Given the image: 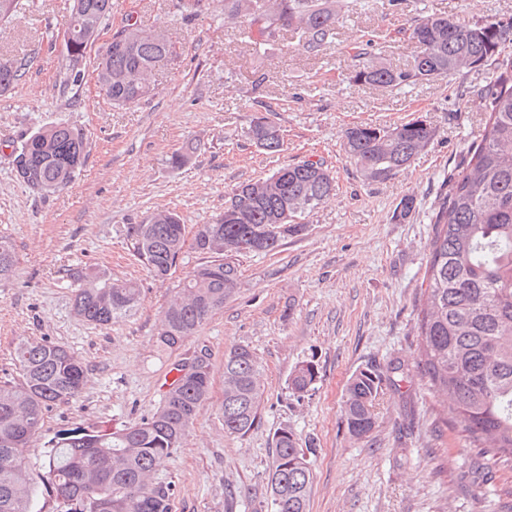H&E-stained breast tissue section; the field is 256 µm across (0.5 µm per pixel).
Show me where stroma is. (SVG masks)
<instances>
[{
  "label": "stroma",
  "mask_w": 512,
  "mask_h": 512,
  "mask_svg": "<svg viewBox=\"0 0 512 512\" xmlns=\"http://www.w3.org/2000/svg\"><path fill=\"white\" fill-rule=\"evenodd\" d=\"M475 22L512 18V0H350L335 39L315 54L297 30L277 43L242 41L225 21L224 0L190 18L176 0H112L94 46L102 51L126 17L160 29L180 54L155 70V89L140 103L115 107L94 63L64 82L62 32L68 0H19L0 21V59H18L20 80L0 94V237L18 257L17 274L0 282V382H19L14 349L23 339L73 352L86 377L75 401L50 406L27 455L33 479L60 431L121 428L152 416L176 363L207 349L209 400L158 476L173 488L172 512H271L268 477L273 438L291 430L310 462V512H512V469L469 449L465 423H443L415 368L417 308L426 287L432 215L484 128L490 68L420 81L400 89L355 84L348 51L354 35L377 31L370 52L405 67L406 32L427 14ZM274 110L281 149L269 153L246 136L252 116ZM421 118L434 129L407 171L375 182L346 158L347 128ZM66 123L86 141V161L66 187L32 191L14 177L12 152L31 132ZM185 151L187 163L168 162ZM323 160L336 191L307 218L306 231L277 251L239 257V285L192 337L173 352L158 347L161 313L201 257L184 246L176 271L154 279L134 256L132 225L158 210L178 213L186 238L224 210L239 183L302 160ZM414 196L404 220L393 212ZM136 282L134 314L101 328L73 311L76 275ZM246 345L263 366L259 419L247 434H226L220 414L224 355ZM318 366L309 395L288 378L303 361ZM404 372H396L397 364ZM390 372L369 438L352 439L342 423L343 394L359 370Z\"/></svg>",
  "instance_id": "1"
}]
</instances>
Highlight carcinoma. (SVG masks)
<instances>
[{"label":"carcinoma","mask_w":512,"mask_h":512,"mask_svg":"<svg viewBox=\"0 0 512 512\" xmlns=\"http://www.w3.org/2000/svg\"><path fill=\"white\" fill-rule=\"evenodd\" d=\"M343 4L338 0H224V14L240 17L246 37L253 26L266 42L280 37L283 26L302 31V48L317 53L332 42ZM112 0H71L67 27L65 80L81 76L70 57H86L82 30L103 26ZM408 38L414 54L404 68L373 59L372 39L350 44L358 61L350 80L395 89L464 70L491 67L496 74L487 94L486 120L466 167L448 176L432 221L435 234L427 257V286L417 314L418 373L437 398L444 415L466 422L470 447L512 469V18L461 24L448 16L417 19ZM177 58L175 47L155 38L129 17L98 55L97 82L113 104L139 103L141 89L152 83L156 66ZM24 63L0 61V93L22 76ZM260 149L283 146L280 126L271 113L258 112L247 129ZM434 130L424 120L400 124L355 125L344 133L343 151L372 181L406 170L429 145ZM85 162L83 134L65 123L32 134L15 149L16 177L36 192L70 183ZM332 172L321 159L286 165L265 179L239 184L224 202V212L197 225L194 249L206 256L168 303L157 332L160 347L175 350L195 335L237 288L232 258L255 252L257 232H274L263 252L305 230V218L335 191ZM135 254L158 280L176 268L184 243V224L174 211L150 214L131 228ZM12 244L0 238V282L16 274ZM140 288L123 283L87 282L75 289L73 310L99 327L136 310ZM15 360L22 380L0 384V512H34L35 489L26 467L44 410L78 397L85 368L66 348L45 341H20ZM175 366L178 377L148 419L115 430L72 428L58 435L43 455V484L76 512H171L172 486L155 480L158 464L170 457L192 427L212 388L209 360ZM318 369L303 361L291 373L288 388L299 397L314 390ZM224 431L245 435L255 425L262 398L261 365L245 345L224 355ZM383 372L361 370L348 381L343 424L356 440L376 428V406ZM269 475L272 512H309L310 463L292 431L282 428L273 440Z\"/></svg>","instance_id":"obj_1"}]
</instances>
